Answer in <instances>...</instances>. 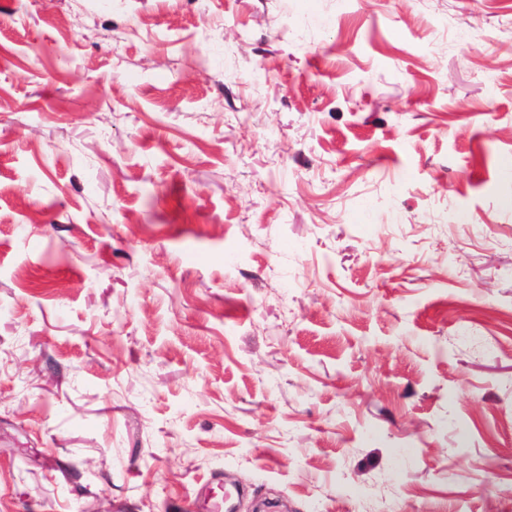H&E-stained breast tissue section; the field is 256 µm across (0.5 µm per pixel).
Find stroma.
Here are the masks:
<instances>
[{
	"instance_id": "35a3bbf8",
	"label": "stroma",
	"mask_w": 512,
	"mask_h": 512,
	"mask_svg": "<svg viewBox=\"0 0 512 512\" xmlns=\"http://www.w3.org/2000/svg\"><path fill=\"white\" fill-rule=\"evenodd\" d=\"M508 166L512 0H0V512H512Z\"/></svg>"
}]
</instances>
